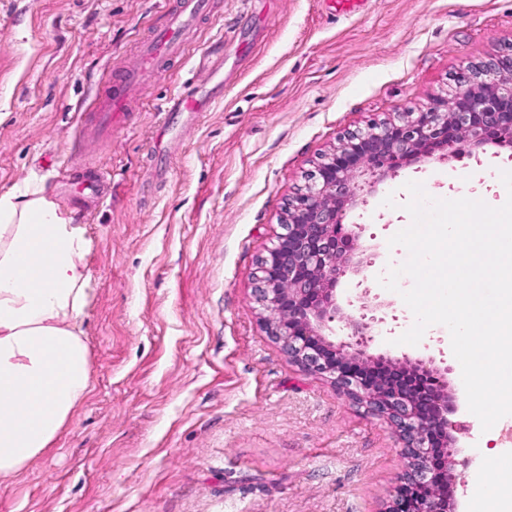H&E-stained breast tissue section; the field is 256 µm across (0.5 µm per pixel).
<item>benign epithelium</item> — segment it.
I'll use <instances>...</instances> for the list:
<instances>
[{"instance_id": "1", "label": "benign epithelium", "mask_w": 512, "mask_h": 512, "mask_svg": "<svg viewBox=\"0 0 512 512\" xmlns=\"http://www.w3.org/2000/svg\"><path fill=\"white\" fill-rule=\"evenodd\" d=\"M453 81L449 98L344 133L288 197L283 233L258 260L254 296L268 336L291 362L331 380L395 428L407 465L386 512H455L447 485L458 453L450 420L455 396L440 370L421 360L367 353L371 326L384 318L348 315L336 302L339 279L364 264L342 221L360 202L357 178L365 171L375 187L436 154L446 159L465 147L512 145V50L456 72ZM336 321L350 341L329 339Z\"/></svg>"}]
</instances>
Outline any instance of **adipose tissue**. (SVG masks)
<instances>
[{"mask_svg":"<svg viewBox=\"0 0 512 512\" xmlns=\"http://www.w3.org/2000/svg\"><path fill=\"white\" fill-rule=\"evenodd\" d=\"M90 241L31 178L0 193V479L50 448L90 392L82 323ZM478 480L470 512H512V460Z\"/></svg>","mask_w":512,"mask_h":512,"instance_id":"1","label":"adipose tissue"}]
</instances>
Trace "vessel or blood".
Listing matches in <instances>:
<instances>
[{"mask_svg": "<svg viewBox=\"0 0 512 512\" xmlns=\"http://www.w3.org/2000/svg\"><path fill=\"white\" fill-rule=\"evenodd\" d=\"M210 12L211 0H178L175 7L169 11L165 24L144 42L138 68L124 71L125 88L145 85L161 63L183 57L187 33L197 21ZM159 109L168 114H184L187 120L192 121L199 113L207 111L208 106L187 88L164 99ZM128 110L129 103L124 91L115 92L108 89L98 95L96 104L86 119L94 125L98 133L108 135L125 128Z\"/></svg>", "mask_w": 512, "mask_h": 512, "instance_id": "b4317fda", "label": "vessel or blood"}]
</instances>
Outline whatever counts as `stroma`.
Here are the masks:
<instances>
[{"label":"stroma","instance_id":"obj_1","mask_svg":"<svg viewBox=\"0 0 512 512\" xmlns=\"http://www.w3.org/2000/svg\"><path fill=\"white\" fill-rule=\"evenodd\" d=\"M174 3L0 0V192L44 178L88 229L92 385L52 448L0 480V512H385L406 465L394 430L267 336L256 264L339 135L452 94L455 72L512 43V0H212L185 57L133 92L127 129L99 136L85 120L96 93ZM187 84L210 112L163 131L156 104ZM90 165L110 175L96 198L77 192ZM504 171L507 147L433 157L343 218L373 262L336 297L351 315L380 308L370 354L449 371L458 512L473 473L512 455V416L482 430L445 326L397 344L414 315L379 279L407 257L388 244L411 223L406 182L498 207Z\"/></svg>","mask_w":512,"mask_h":512}]
</instances>
